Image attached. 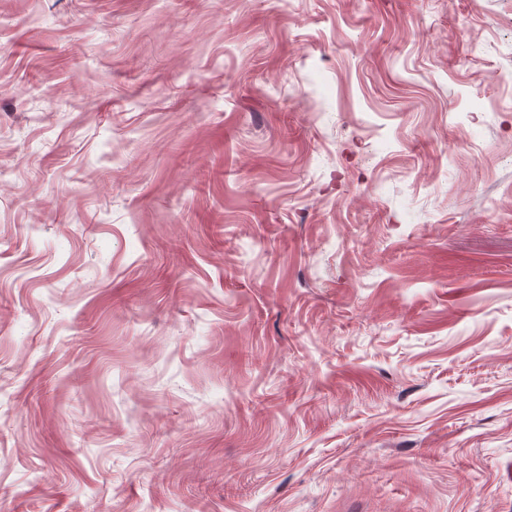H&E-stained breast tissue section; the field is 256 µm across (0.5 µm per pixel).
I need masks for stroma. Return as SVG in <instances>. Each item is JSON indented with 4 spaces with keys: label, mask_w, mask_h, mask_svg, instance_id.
Here are the masks:
<instances>
[{
    "label": "stroma",
    "mask_w": 512,
    "mask_h": 512,
    "mask_svg": "<svg viewBox=\"0 0 512 512\" xmlns=\"http://www.w3.org/2000/svg\"><path fill=\"white\" fill-rule=\"evenodd\" d=\"M512 0H0V512H512Z\"/></svg>",
    "instance_id": "obj_1"
}]
</instances>
